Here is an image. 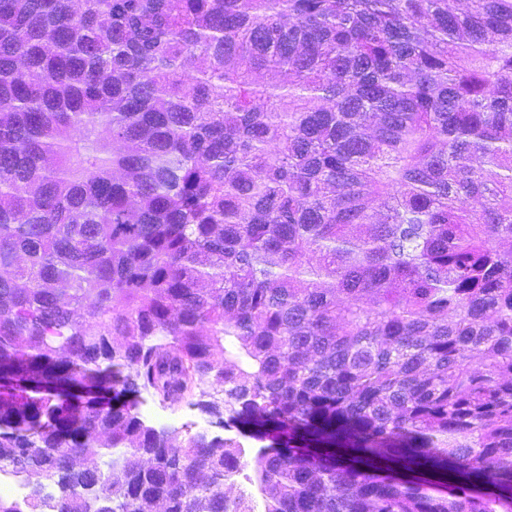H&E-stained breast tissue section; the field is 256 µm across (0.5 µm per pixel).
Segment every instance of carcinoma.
I'll list each match as a JSON object with an SVG mask.
<instances>
[{
  "mask_svg": "<svg viewBox=\"0 0 512 512\" xmlns=\"http://www.w3.org/2000/svg\"><path fill=\"white\" fill-rule=\"evenodd\" d=\"M505 240L512 0H0V465L52 512H253L144 393L268 442L264 512H512Z\"/></svg>",
  "mask_w": 512,
  "mask_h": 512,
  "instance_id": "cac0c4a2",
  "label": "carcinoma"
}]
</instances>
